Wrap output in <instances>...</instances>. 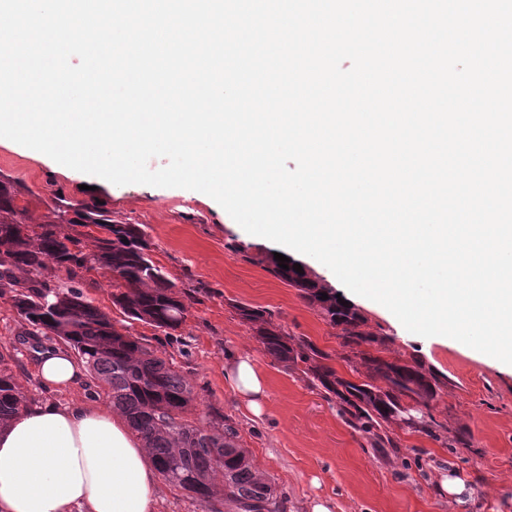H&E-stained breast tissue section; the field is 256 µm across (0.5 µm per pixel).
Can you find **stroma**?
Wrapping results in <instances>:
<instances>
[{"mask_svg":"<svg viewBox=\"0 0 512 512\" xmlns=\"http://www.w3.org/2000/svg\"><path fill=\"white\" fill-rule=\"evenodd\" d=\"M0 176L32 189L33 218H40L45 201L61 192L74 200L98 196L113 220L144 225L154 261L186 292L188 312L180 335L139 322L131 331L158 357L173 362L193 386L197 423L207 424L218 413L237 428L241 446L282 495L285 512H310L316 499L333 501L335 512H456L436 490L439 477L451 470L468 482L466 512H512V366L444 336L410 333L384 308L351 293L321 262L291 252V259L365 315L367 331L393 337L400 351L447 378L434 415L467 427L472 435V447L450 450L407 433L400 456L382 460L370 439L348 426L335 406L263 351L231 307L239 301L265 308L275 323L291 335L308 337L331 355L339 373L350 375L339 328L265 269L262 259L276 251V243L244 231L204 193L117 186L102 179L89 192L86 175L5 138L0 140ZM47 342L0 299V351H10L19 387L36 401L48 396L34 372L36 354ZM241 352L253 356L268 378L265 410L257 418L224 381L225 357Z\"/></svg>","mask_w":512,"mask_h":512,"instance_id":"stroma-1","label":"stroma"}]
</instances>
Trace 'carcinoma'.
Here are the masks:
<instances>
[{
    "label": "carcinoma",
    "mask_w": 512,
    "mask_h": 512,
    "mask_svg": "<svg viewBox=\"0 0 512 512\" xmlns=\"http://www.w3.org/2000/svg\"><path fill=\"white\" fill-rule=\"evenodd\" d=\"M32 191L0 177V292L33 328L69 344L104 391L112 408L150 449L162 478L208 504L224 486L223 508L211 512H283L274 484L260 473L239 445L235 426L214 418L207 426L191 420L194 392L173 363L155 355L129 327L94 305L78 283L98 269L112 276V305L129 323L141 322L166 335L186 320L185 292L152 259L153 243L141 224L112 219L105 203L91 197L72 201L63 193L45 203L42 221L29 218ZM266 270L298 290L325 320L340 328V344L357 378L339 374L331 355L302 336H292L260 307L234 304L264 351L308 387L336 403L337 413L365 435L386 458L400 447V433H418L446 448L472 447L466 428L441 422L434 402L447 387L435 370L395 348L390 336L364 330L366 319L337 293L293 268L279 267L270 253ZM67 284H50L53 273ZM328 299H322V294ZM0 352V426L20 414L31 399L18 387Z\"/></svg>",
    "instance_id": "cac0c4a2"
}]
</instances>
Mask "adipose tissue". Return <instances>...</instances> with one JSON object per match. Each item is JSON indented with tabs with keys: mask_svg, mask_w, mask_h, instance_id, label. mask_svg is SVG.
Masks as SVG:
<instances>
[{
	"mask_svg": "<svg viewBox=\"0 0 512 512\" xmlns=\"http://www.w3.org/2000/svg\"><path fill=\"white\" fill-rule=\"evenodd\" d=\"M83 361L44 346L36 375L53 395L74 388ZM224 374L239 402L261 416L265 379L254 359L229 357ZM161 477L144 443L109 402L49 399L0 428V512H156Z\"/></svg>",
	"mask_w": 512,
	"mask_h": 512,
	"instance_id": "1",
	"label": "adipose tissue"
}]
</instances>
